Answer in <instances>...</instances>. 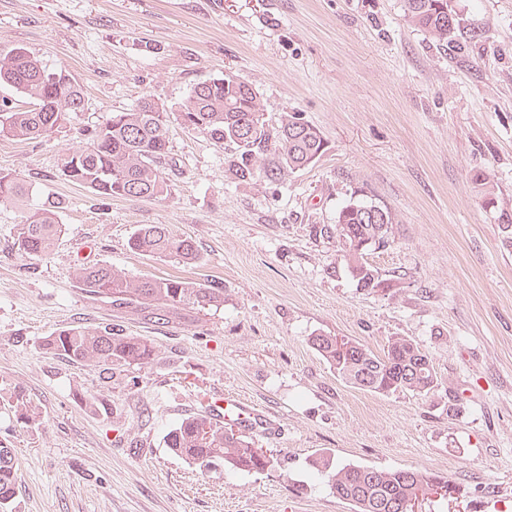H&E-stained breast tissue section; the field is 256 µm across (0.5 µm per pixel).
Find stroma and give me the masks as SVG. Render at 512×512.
Segmentation results:
<instances>
[{"mask_svg":"<svg viewBox=\"0 0 512 512\" xmlns=\"http://www.w3.org/2000/svg\"><path fill=\"white\" fill-rule=\"evenodd\" d=\"M466 31L438 45L403 0H0V50L22 45L82 85L84 112L52 135L0 138V171L25 177V205L0 204V389L22 387L41 415L23 428L0 408L15 451L16 512H355L311 467L426 470L460 485L432 512H512V241L472 175L512 209V0H449ZM232 73L266 112L301 113L327 146L282 181L238 182L225 150L169 124L165 199H105L70 182L83 130L152 94L177 109L197 82ZM363 200L395 218L367 259L363 291L339 259V207ZM57 206L62 233L42 260L15 248L27 209ZM145 224L192 239L200 258L131 251ZM215 281L218 309L112 305L80 267ZM76 326L152 343L146 366L104 373L47 352ZM346 336L382 353L406 338L433 361L428 394H378L339 377L312 348ZM105 395L90 412L75 392ZM224 393L277 420L263 473L202 470L165 444Z\"/></svg>","mask_w":512,"mask_h":512,"instance_id":"stroma-1","label":"stroma"}]
</instances>
